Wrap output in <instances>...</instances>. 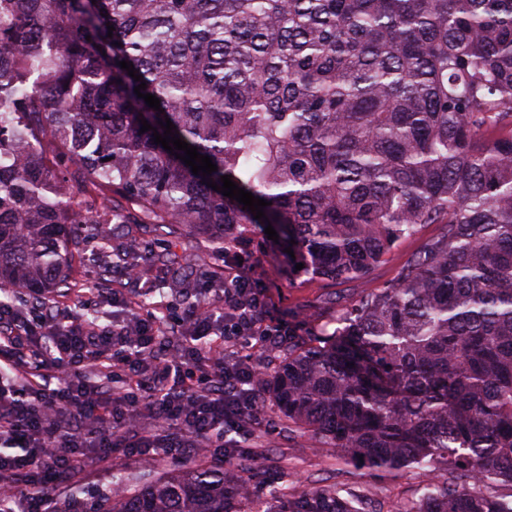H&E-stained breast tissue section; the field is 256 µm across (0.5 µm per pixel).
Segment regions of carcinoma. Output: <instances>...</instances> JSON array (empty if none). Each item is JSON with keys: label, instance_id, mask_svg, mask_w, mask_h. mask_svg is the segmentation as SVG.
I'll list each match as a JSON object with an SVG mask.
<instances>
[{"label": "carcinoma", "instance_id": "carcinoma-1", "mask_svg": "<svg viewBox=\"0 0 512 512\" xmlns=\"http://www.w3.org/2000/svg\"><path fill=\"white\" fill-rule=\"evenodd\" d=\"M167 118L216 172L154 143ZM132 212L218 249L271 223L290 271L335 280L442 225L333 330L288 337L263 393L354 467L423 472L398 512H512L491 489L512 487V0H0V305L45 308L85 226ZM94 255L165 281L135 245ZM253 477L188 464L96 512H273L242 508ZM357 498L308 488L288 512Z\"/></svg>", "mask_w": 512, "mask_h": 512}]
</instances>
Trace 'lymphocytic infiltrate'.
<instances>
[{"mask_svg": "<svg viewBox=\"0 0 512 512\" xmlns=\"http://www.w3.org/2000/svg\"><path fill=\"white\" fill-rule=\"evenodd\" d=\"M264 307L250 270L239 263L226 266L223 310L210 304L195 310L181 349L162 357L156 344L163 322L151 312L107 332L90 321L67 325L40 311L21 319L14 308L0 307V352L14 378L10 384L0 381V478L8 480L0 489V512H51L46 473L63 468L79 479L91 460L111 461L118 448L151 464L165 447L142 427L140 399L167 424L208 443L216 422L255 424L260 386L253 357L230 345L219 362L196 343L212 334L269 339L274 331L263 322ZM78 367L104 372V382L92 388L74 384L71 375ZM21 387L34 394L35 404L20 403ZM68 407L104 425L94 439L95 455L83 448L76 424L54 423ZM16 444L23 454H10Z\"/></svg>", "mask_w": 512, "mask_h": 512, "instance_id": "1", "label": "lymphocytic infiltrate"}]
</instances>
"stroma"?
Masks as SVG:
<instances>
[{"mask_svg":"<svg viewBox=\"0 0 512 512\" xmlns=\"http://www.w3.org/2000/svg\"><path fill=\"white\" fill-rule=\"evenodd\" d=\"M439 231V225H427L402 241L390 260L377 264L367 275L333 281L305 275L289 277L282 249L261 230L255 231L242 251L224 252L200 243L193 256L186 259L180 246L185 238L181 228L164 234L148 224H96L89 226V235L107 234L113 247L136 245L174 255L175 261L168 268L169 287L147 293L144 280L129 278L120 269L104 270L88 251L76 258L69 287L61 289L50 306L66 311L74 320L92 318L98 326L108 327L129 320L131 303H146L168 323L170 330L161 342L166 349L174 350L184 340L183 330L190 323L193 304L199 300L206 303L220 300L224 267L242 256L254 271L256 288L265 295V324L280 331L279 336L255 354L259 363L273 369L288 350L289 334H301L332 322L337 311L393 282L402 265ZM221 431L225 439L238 441L247 448V456L239 458L238 463L257 472L253 486L257 498H267L273 490L278 500L283 501L308 485H334L356 491L368 488L372 494L359 501L360 512H396L399 506L418 498L425 485L424 476L412 468L388 474L354 468L345 463L336 449L322 447L311 433L289 430L274 410L262 411L259 425L243 431L225 425ZM112 463L109 469L96 464L90 466L80 481L61 484L53 479L48 486L75 491L78 499L91 504L98 502L108 493L113 469L133 475L142 469L136 458L120 451L113 453Z\"/></svg>","mask_w":512,"mask_h":512,"instance_id":"35a3bbf8","label":"stroma"}]
</instances>
